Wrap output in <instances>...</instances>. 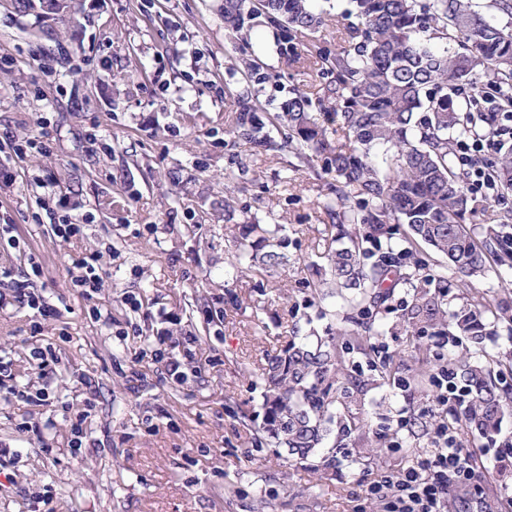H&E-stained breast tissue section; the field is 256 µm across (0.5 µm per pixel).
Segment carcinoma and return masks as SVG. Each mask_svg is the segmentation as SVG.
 <instances>
[{
  "mask_svg": "<svg viewBox=\"0 0 512 512\" xmlns=\"http://www.w3.org/2000/svg\"><path fill=\"white\" fill-rule=\"evenodd\" d=\"M359 22L343 27L348 46L315 57L314 64L331 76L319 108L336 118L334 140L312 118V99L292 89L280 111L262 118L253 105L240 100L229 122V140H267L266 126L284 129V144L295 151L300 166L336 173L327 203L338 229L336 250L330 255V278L318 284L344 295L356 312L355 327L336 335L314 333L273 357L261 376L264 386L261 423L238 410L235 416L250 430L255 445L288 449L297 464L311 470L330 465L318 459L319 445L336 422V409L355 383L347 355L373 351L371 337L379 335L375 317L397 289L414 281L448 280L466 283L481 277L491 264L512 265V213L499 228L476 236L458 221L473 203L465 176L457 170L458 138L475 130L471 99H459L466 85L482 76L512 89V33L478 10L474 0H354ZM265 19L274 30L280 55L299 39L313 55L312 34L334 21L317 12L310 0H224V27L249 33L254 20ZM496 178L512 191V151L494 166ZM404 227L403 239L393 240L392 225ZM232 265L240 272L260 263L271 269L284 262L281 226L236 224ZM268 242L258 256L252 239ZM448 261L430 273L434 257ZM416 302L402 318L413 325L425 314L441 325H453L457 335L473 346L487 335L490 305L474 295L463 309L448 314L444 295L427 297L414 288ZM369 366L382 384L396 380L391 355H376ZM464 387L454 416L477 433L493 439L499 432L505 401L500 384L512 377V364L482 363L468 357L447 362ZM342 431L352 427L340 422Z\"/></svg>",
  "mask_w": 512,
  "mask_h": 512,
  "instance_id": "1",
  "label": "carcinoma"
}]
</instances>
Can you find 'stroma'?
Here are the masks:
<instances>
[{
  "label": "stroma",
  "mask_w": 512,
  "mask_h": 512,
  "mask_svg": "<svg viewBox=\"0 0 512 512\" xmlns=\"http://www.w3.org/2000/svg\"><path fill=\"white\" fill-rule=\"evenodd\" d=\"M58 3L0 0V55L15 60L0 71V140L43 134L51 146L9 162L14 182L0 189V215L26 247H0V267L20 275L36 255L45 294L61 312L43 332L59 356L45 384L28 358L33 311H0V358L12 361L20 383L48 385L54 397L46 406L0 403V448L18 454L0 512H30L32 496L46 488L56 512H259L264 504L269 512H377L364 484L431 451L441 425L459 430L479 457L478 483L494 490L490 512H512V462L500 454L512 444V404L491 440L434 407L435 387L420 389L416 379L435 373L437 349L406 330L410 290H398L378 314L382 333L371 339L394 356L404 383L366 385L342 409L363 426L329 435L331 467L315 472L288 462L286 449L255 447L228 409L262 418L254 381L268 358L341 324V298L312 294L337 246L326 211L335 174L297 168L285 149L224 145L239 99L271 114L291 89L322 96L330 78L301 42L283 59L271 29L255 27L264 41L259 59L279 74L277 83H258L243 72L249 47L224 28V0ZM44 182L93 215L82 240L50 237L48 217L37 214ZM246 222L282 225L285 263L237 273L227 227ZM93 251L102 254L103 287L90 301L69 281L73 256ZM478 289L493 311L512 315L511 266H493ZM129 295L141 312L125 304ZM96 303L111 310V325L91 317ZM323 308L331 317H320ZM164 313L178 319L171 331L180 381L143 339ZM67 404L87 411L96 442L80 459L67 446ZM25 420L41 424L40 434L19 431Z\"/></svg>",
  "instance_id": "stroma-1"
}]
</instances>
